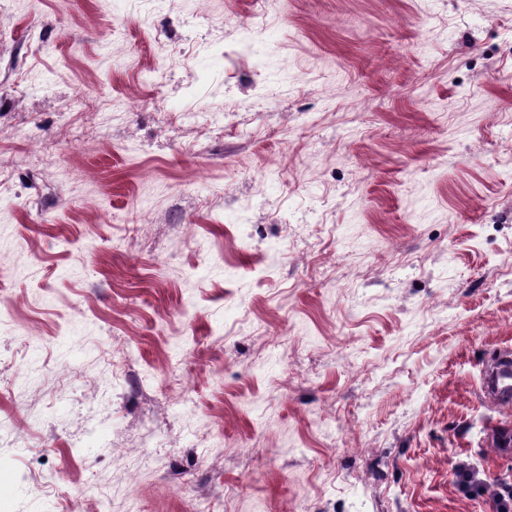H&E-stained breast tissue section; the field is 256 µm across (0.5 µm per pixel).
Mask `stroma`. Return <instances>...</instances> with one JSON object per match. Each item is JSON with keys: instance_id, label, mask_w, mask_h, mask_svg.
Segmentation results:
<instances>
[{"instance_id": "obj_1", "label": "stroma", "mask_w": 512, "mask_h": 512, "mask_svg": "<svg viewBox=\"0 0 512 512\" xmlns=\"http://www.w3.org/2000/svg\"><path fill=\"white\" fill-rule=\"evenodd\" d=\"M506 346L512 0H0L12 512H494ZM511 358V349H503L497 356L486 362L483 369L485 376L494 372L496 375L492 385L484 377L482 394L490 397L496 405L506 410H511L512 405Z\"/></svg>"}]
</instances>
